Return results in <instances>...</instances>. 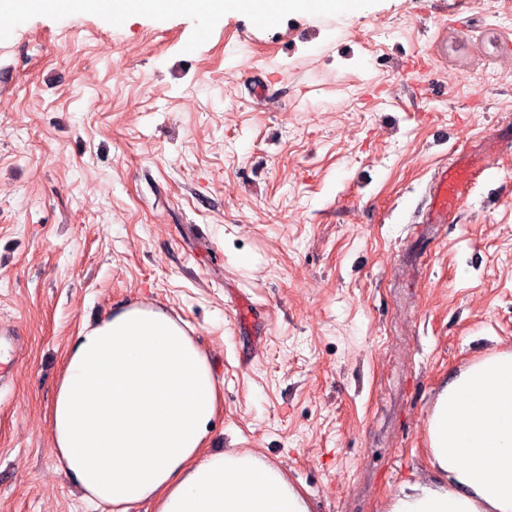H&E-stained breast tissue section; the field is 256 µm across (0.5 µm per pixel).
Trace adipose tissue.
<instances>
[{
  "label": "adipose tissue",
  "mask_w": 512,
  "mask_h": 512,
  "mask_svg": "<svg viewBox=\"0 0 512 512\" xmlns=\"http://www.w3.org/2000/svg\"><path fill=\"white\" fill-rule=\"evenodd\" d=\"M113 14L364 8V0H0V17L34 11ZM221 404L206 351L172 309L132 303L84 327L71 345L51 406L58 470L96 510L311 512L283 469L250 448L204 449ZM436 478L393 494L384 512H512V349L493 351L438 392L427 418Z\"/></svg>",
  "instance_id": "ef3b65f1"
}]
</instances>
